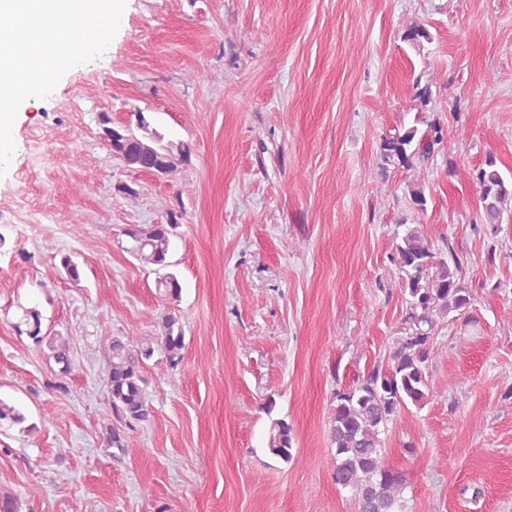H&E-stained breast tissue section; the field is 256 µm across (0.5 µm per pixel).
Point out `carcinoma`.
Instances as JSON below:
<instances>
[{
	"instance_id": "1",
	"label": "carcinoma",
	"mask_w": 512,
	"mask_h": 512,
	"mask_svg": "<svg viewBox=\"0 0 512 512\" xmlns=\"http://www.w3.org/2000/svg\"><path fill=\"white\" fill-rule=\"evenodd\" d=\"M128 127L112 125L101 114L102 135L113 158L125 167L166 175L189 161L188 150L181 143L164 142L142 112L132 113ZM444 143L443 128L427 123L423 131L415 125L383 140L380 157L386 164L411 167L426 163L435 148ZM475 181L482 203L483 223L492 227L512 214V178L503 175L495 157H486L475 171ZM180 224H133L124 231L130 241L126 248L142 265L154 271L172 266L170 253ZM393 265L398 272L406 298V312L398 329L386 365L376 366L366 375L334 393L330 437L334 448L333 480L351 493L356 512H405L402 474L383 460L381 428L412 405L425 406L436 387L429 372V358L439 322L449 316L476 324L471 309L474 295L462 278L461 262L451 243L445 249L434 248L418 224L408 225L395 245ZM156 288L166 299L177 302L182 285L172 272L158 276ZM16 329H25L34 345L48 341L49 357L57 366L53 389L65 388V381L76 369L69 341L46 339L42 335V312L35 304H17ZM154 336L114 338L110 344L103 386L109 413L118 425L107 427L106 447L118 450L119 458L127 448L126 430L153 417L147 397V380L143 374L147 361L159 352L172 368L183 360L185 336L180 317L164 314ZM26 422L22 410L0 399V430ZM268 448L284 462L293 458L292 427L283 419L270 424Z\"/></svg>"
}]
</instances>
